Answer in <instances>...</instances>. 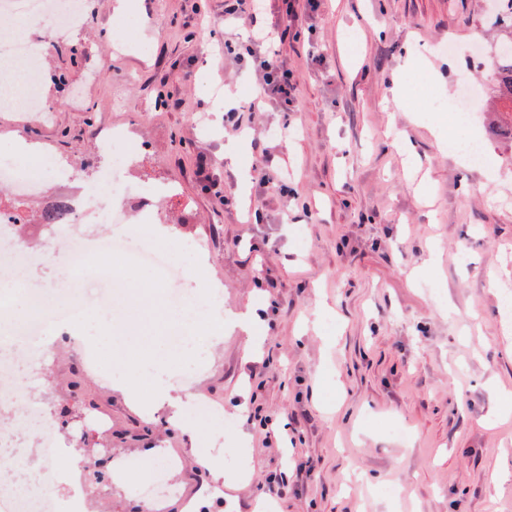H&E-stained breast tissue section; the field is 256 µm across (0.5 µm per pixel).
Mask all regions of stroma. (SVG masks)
Returning <instances> with one entry per match:
<instances>
[{"instance_id":"35a3bbf8","label":"stroma","mask_w":512,"mask_h":512,"mask_svg":"<svg viewBox=\"0 0 512 512\" xmlns=\"http://www.w3.org/2000/svg\"><path fill=\"white\" fill-rule=\"evenodd\" d=\"M88 2L69 40L31 24L53 115L0 112V140L48 146L93 185L105 164L95 130L136 125L146 162L132 192L166 179L169 211L197 218L157 241L185 266L182 279L144 274L167 298L205 302L219 287L224 314L223 340L199 338L196 353L169 351L168 336L197 328L174 314L155 343L156 359L190 373L192 400L218 409L193 435L167 406H140L114 388L111 353L89 369L84 349L52 332L27 360L18 382L45 409L60 455L101 457L93 499L103 512H146L138 489L172 458L163 512L201 499L209 512H512V480L500 474L512 460V418L486 420L512 398V320L500 300L512 292V137L502 133L512 114L488 109L496 55L470 63L476 45L500 39L488 25L491 0H321L299 38L277 47L297 97L287 108L262 105L247 130L245 205L224 159L235 129L217 120L224 101L214 95L239 103L256 93L252 67L224 52L245 22H225L224 0H129L147 50L124 53L112 48L122 25L114 0ZM463 79L478 98L474 130L491 179L441 151L413 111L425 103L417 82L448 102ZM396 82L406 105L392 103ZM412 168L430 177L420 199ZM255 209L262 223L248 221ZM34 231L28 276L61 287L97 274L92 252L78 265L63 253L46 260L61 227ZM249 307L265 320L247 360L235 318ZM136 313L125 295L92 333L134 346ZM209 454L223 456L231 478L219 494L196 461ZM284 472L287 491H271ZM386 482L399 486L397 498L384 495Z\"/></svg>"}]
</instances>
